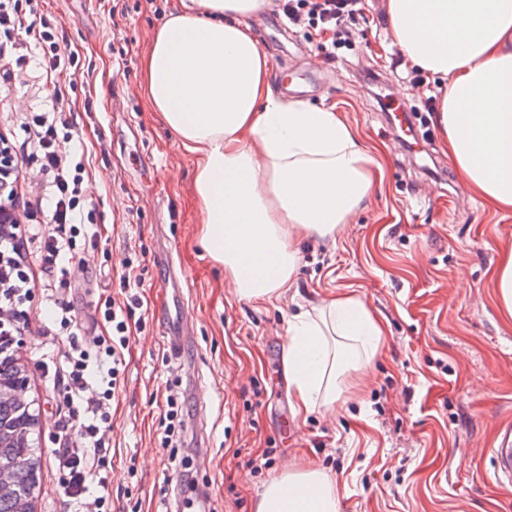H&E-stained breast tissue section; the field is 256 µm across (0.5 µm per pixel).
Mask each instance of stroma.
Instances as JSON below:
<instances>
[{
    "mask_svg": "<svg viewBox=\"0 0 512 512\" xmlns=\"http://www.w3.org/2000/svg\"><path fill=\"white\" fill-rule=\"evenodd\" d=\"M175 0H30L50 21L63 52L74 55L68 106L82 145V188L96 208V247H82L57 271L64 299L93 343L105 335L102 300L118 294L125 256L136 255L144 329L134 331L124 383L112 402L110 494L114 512H252L263 487L285 467H316L339 488L338 512H512V486L500 485L489 457L499 428L512 423V321L496 304L491 275L512 244V210L497 211L460 179L435 113L407 81L411 64L393 66L386 0H364L366 24L354 49L323 62L308 28L289 27L278 43L270 9L248 23L269 62L268 81L285 99L335 106L360 142L375 150L383 180L336 240L300 247L292 288L278 301L238 299L224 270L199 243L195 157L147 105L142 62L152 34ZM14 77L0 86V139L17 163L15 214L20 231L44 223L24 208L39 164L26 148L32 113L52 98L54 80L31 37L8 54ZM375 73L428 135L423 153L408 150L386 123L373 90ZM19 303L29 314L18 359L39 424L41 457L35 512H73L54 465L61 421L70 409L41 361L62 357L68 333L43 334L50 309L33 261ZM183 291L191 346L171 360L163 346L161 306L171 280ZM342 291L362 294L386 323L368 384L344 394L339 413L297 417L288 395L282 348L298 305ZM184 406L176 444L192 489L175 492L160 420L170 391ZM268 459L254 470L252 460Z\"/></svg>",
    "mask_w": 512,
    "mask_h": 512,
    "instance_id": "1",
    "label": "stroma"
}]
</instances>
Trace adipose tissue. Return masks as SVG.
<instances>
[{"instance_id": "ef3b65f1", "label": "adipose tissue", "mask_w": 512, "mask_h": 512, "mask_svg": "<svg viewBox=\"0 0 512 512\" xmlns=\"http://www.w3.org/2000/svg\"><path fill=\"white\" fill-rule=\"evenodd\" d=\"M270 0H177L142 63L147 99L195 155L200 242L238 298L271 303L298 274L299 244L335 238L382 178L335 108L276 96L247 24ZM394 42L446 81L440 123L464 182L512 208V0H387ZM385 324L354 291L288 321L283 368L295 414L334 411L367 381ZM318 468L284 471L255 512H338Z\"/></svg>"}]
</instances>
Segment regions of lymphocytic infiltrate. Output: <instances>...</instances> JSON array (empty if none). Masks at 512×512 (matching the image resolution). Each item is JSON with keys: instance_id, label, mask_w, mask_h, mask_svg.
Returning <instances> with one entry per match:
<instances>
[{"instance_id": "lymphocytic-infiltrate-1", "label": "lymphocytic infiltrate", "mask_w": 512, "mask_h": 512, "mask_svg": "<svg viewBox=\"0 0 512 512\" xmlns=\"http://www.w3.org/2000/svg\"><path fill=\"white\" fill-rule=\"evenodd\" d=\"M279 7L289 23L332 32L331 47L325 50L327 60H335L339 49L355 42L356 26L363 16L362 0H279ZM0 30L4 33L25 32L34 37L43 61L58 78L54 95L64 101L66 71L73 67L74 59L62 53L53 27L36 23L26 14L24 0H0ZM64 122L59 110L37 112L32 117L33 137L30 142L33 155L45 177L43 189L33 203L45 214L47 221L29 227L27 234L19 236L9 231L0 234V252L10 260L20 259L31 242H38L39 258L47 274H54L67 254L73 253L77 237L92 240V233L83 232L85 223L80 164L59 137ZM66 281L51 288L47 299L54 307L51 324L68 329L69 346L62 363L53 370V381L67 402L80 399L90 380H97L100 392L96 399L85 402L77 417L84 446L72 448L60 444L54 459L65 473L60 488L63 495L76 505H83L89 490H96L92 504L94 512H112L108 481L110 446L105 432L112 415L108 403L120 387L124 352L129 346L133 329L143 328L144 318L138 317V300L116 305L114 300L104 302V319L111 326L108 336L99 338L95 350H88L75 331L77 322L63 295Z\"/></svg>"}]
</instances>
